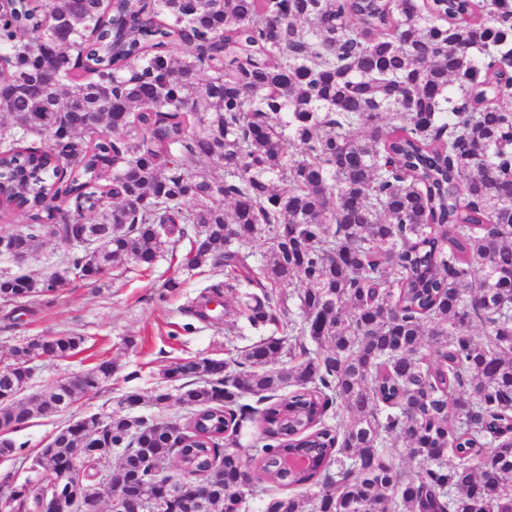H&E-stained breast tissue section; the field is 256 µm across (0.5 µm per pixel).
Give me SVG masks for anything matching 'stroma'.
Instances as JSON below:
<instances>
[{"instance_id": "stroma-1", "label": "stroma", "mask_w": 512, "mask_h": 512, "mask_svg": "<svg viewBox=\"0 0 512 512\" xmlns=\"http://www.w3.org/2000/svg\"><path fill=\"white\" fill-rule=\"evenodd\" d=\"M189 249V241L184 240L174 250L165 251L152 268L130 262L119 270L107 269L95 279L76 281L66 273L65 247L51 237L37 240L26 273L35 277L58 273L62 283L54 294L32 298L16 313L0 303V351L34 336L74 334L83 339L78 352L65 360L42 362L31 381L32 391L44 390L60 378L105 360L112 364V379L60 415L33 418L26 427L10 433L16 450L0 456V480L38 482L32 466L51 435L69 422L118 411V401L125 394L141 395L136 414L180 418L179 385L163 379V370L183 357L224 354L223 325L200 322L187 310L189 300L221 279V272L204 267L185 278L179 292L165 288L168 279L182 276V259ZM160 389L171 396L164 409L150 403L151 395Z\"/></svg>"}]
</instances>
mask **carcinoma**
Segmentation results:
<instances>
[{
    "mask_svg": "<svg viewBox=\"0 0 512 512\" xmlns=\"http://www.w3.org/2000/svg\"><path fill=\"white\" fill-rule=\"evenodd\" d=\"M509 68L512 0H0V216L26 214L31 245L52 226L79 281L89 264L149 268L191 233L184 270L224 280L189 312L207 321L231 293L243 320L224 323L228 357L164 369L180 428L94 416L101 453L76 475L100 479L122 449L137 492L119 512L168 481L164 512H201L174 456L205 473L210 512L258 494L264 512H512ZM20 280L28 297L59 284L1 275L0 300ZM82 343L13 346L0 390ZM85 374L30 408L0 400V417H53L112 363ZM246 421L261 429L247 457ZM49 444L36 465L52 473L71 425ZM0 495L37 504L26 483Z\"/></svg>",
    "mask_w": 512,
    "mask_h": 512,
    "instance_id": "carcinoma-1",
    "label": "carcinoma"
}]
</instances>
